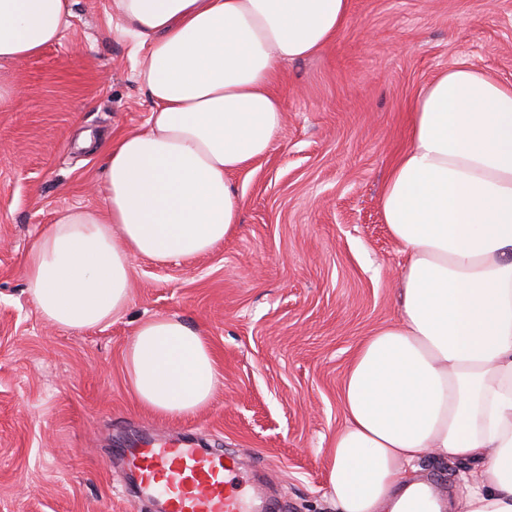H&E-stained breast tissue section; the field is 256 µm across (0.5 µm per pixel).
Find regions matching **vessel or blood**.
<instances>
[{
  "instance_id": "obj_1",
  "label": "vessel or blood",
  "mask_w": 512,
  "mask_h": 512,
  "mask_svg": "<svg viewBox=\"0 0 512 512\" xmlns=\"http://www.w3.org/2000/svg\"><path fill=\"white\" fill-rule=\"evenodd\" d=\"M132 466L140 484L157 491L164 512H246L230 475L234 461L189 444L139 450Z\"/></svg>"
}]
</instances>
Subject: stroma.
<instances>
[{"label":"stroma","mask_w":512,"mask_h":512,"mask_svg":"<svg viewBox=\"0 0 512 512\" xmlns=\"http://www.w3.org/2000/svg\"><path fill=\"white\" fill-rule=\"evenodd\" d=\"M59 43L12 66L0 112V512H151L122 437L190 438L242 465L263 512H333L330 441L357 347L397 316L399 245L382 221L386 175L422 86L463 63L512 83V0H350L336 39L285 64L281 139L233 178L241 222L207 254L132 260V300L107 326H49L24 277L57 210L97 209L105 160L80 131L140 128L149 103L112 0H74ZM176 315L223 374L208 406L163 418L133 397L137 326Z\"/></svg>","instance_id":"stroma-1"}]
</instances>
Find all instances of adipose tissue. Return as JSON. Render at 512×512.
<instances>
[{"label":"adipose tissue","instance_id":"obj_1","mask_svg":"<svg viewBox=\"0 0 512 512\" xmlns=\"http://www.w3.org/2000/svg\"><path fill=\"white\" fill-rule=\"evenodd\" d=\"M73 0H0V66L58 43ZM149 103L105 144L103 209L44 225L24 274L53 326L125 312L136 256L201 255L241 220L233 177L284 130L283 63L321 52L349 0H113ZM400 245L398 316L355 353L327 463L336 512H512V84L463 65L423 86L386 177ZM138 402L193 415L221 376L204 334L142 321L126 354ZM430 454L470 461L451 501L413 475Z\"/></svg>","mask_w":512,"mask_h":512}]
</instances>
